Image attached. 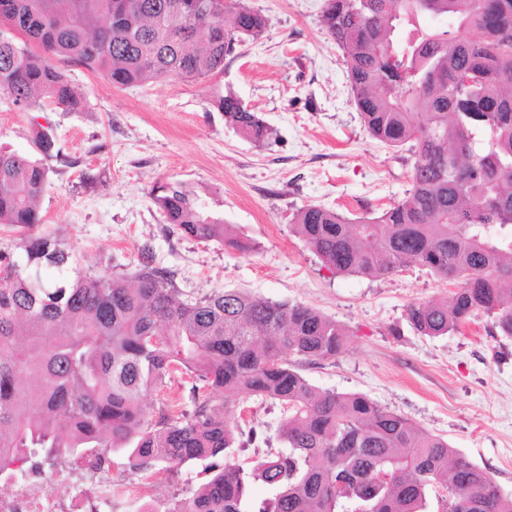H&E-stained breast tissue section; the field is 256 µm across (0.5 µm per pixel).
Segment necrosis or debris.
Here are the masks:
<instances>
[{"instance_id": "1", "label": "necrosis or debris", "mask_w": 512, "mask_h": 512, "mask_svg": "<svg viewBox=\"0 0 512 512\" xmlns=\"http://www.w3.org/2000/svg\"><path fill=\"white\" fill-rule=\"evenodd\" d=\"M56 466L64 478L51 494L42 490L44 470L30 460L0 471V512H114L116 500L123 496L145 507L152 484L169 478L166 471L155 469L146 483L115 484L110 460L91 451L77 463L58 457Z\"/></svg>"}]
</instances>
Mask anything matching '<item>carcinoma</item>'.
<instances>
[{"mask_svg":"<svg viewBox=\"0 0 512 512\" xmlns=\"http://www.w3.org/2000/svg\"><path fill=\"white\" fill-rule=\"evenodd\" d=\"M0 10V91L22 111L49 101L78 110L83 97L57 62L127 87L224 73V61L267 20L244 0H9ZM448 26L434 29L431 19ZM321 22L343 51L367 132L415 156L405 200L353 224L307 206L296 233L338 274L380 277L410 264L457 281L449 301L413 303L406 320L441 336L481 315L512 337V0H324ZM472 82L463 86L459 79ZM217 109L256 142L271 129L232 92ZM0 147V224L33 229L54 157ZM166 221L198 241L240 245L224 218L179 184L152 187ZM25 259L0 251V469L34 448H124L136 468L169 474L209 462L210 478L167 512H512V495L446 440L361 394L323 391L285 355L330 360L346 332L311 308L240 291L185 295L166 271L131 277L67 270L61 242L28 236ZM59 277L44 283L42 266ZM192 378V411L143 399L178 375ZM277 401L287 451L246 469L238 427L224 419L244 395ZM262 482L269 496L251 500Z\"/></svg>","mask_w":512,"mask_h":512,"instance_id":"carcinoma-1","label":"carcinoma"}]
</instances>
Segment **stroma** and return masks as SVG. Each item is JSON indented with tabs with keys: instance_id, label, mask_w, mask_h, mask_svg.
Returning <instances> with one entry per match:
<instances>
[{
	"instance_id": "1",
	"label": "stroma",
	"mask_w": 512,
	"mask_h": 512,
	"mask_svg": "<svg viewBox=\"0 0 512 512\" xmlns=\"http://www.w3.org/2000/svg\"><path fill=\"white\" fill-rule=\"evenodd\" d=\"M245 2L268 27L227 57L223 75L118 87L68 66L86 99L79 112H24L0 92V146L32 156L35 131L56 139L37 234L71 249L76 274L128 275L147 257L195 298L242 290L315 309L345 329L347 345L331 360L292 359L296 371L444 438L512 495V337L491 335L485 316L444 336L419 334L407 306L449 299L457 283L419 265L375 279L336 273L292 224L309 205L352 219L381 214L407 197L414 155L364 128L343 52L321 23L323 0ZM228 89L271 139L249 141L225 120L213 101ZM159 182L206 200L245 248L182 236L150 199ZM224 417L280 448L278 403L250 396ZM207 478L203 464L181 467L153 489L159 512Z\"/></svg>"
}]
</instances>
